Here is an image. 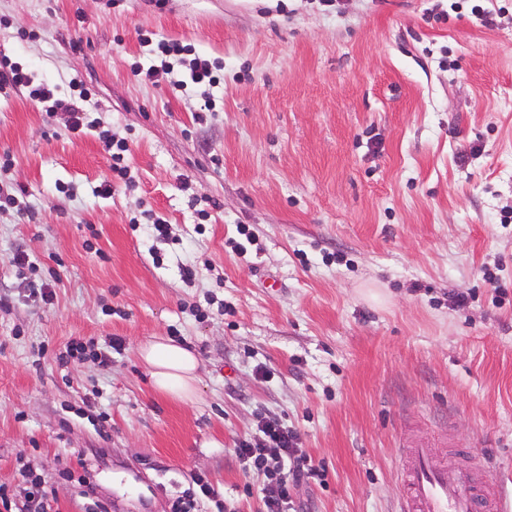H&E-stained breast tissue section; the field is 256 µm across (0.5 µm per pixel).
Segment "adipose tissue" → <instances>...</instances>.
<instances>
[{"instance_id": "adipose-tissue-1", "label": "adipose tissue", "mask_w": 512, "mask_h": 512, "mask_svg": "<svg viewBox=\"0 0 512 512\" xmlns=\"http://www.w3.org/2000/svg\"><path fill=\"white\" fill-rule=\"evenodd\" d=\"M139 356L160 393L184 402L193 401L199 360L191 348L157 337L140 346Z\"/></svg>"}]
</instances>
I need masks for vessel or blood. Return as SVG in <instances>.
I'll use <instances>...</instances> for the list:
<instances>
[{
  "instance_id": "b4317fda",
  "label": "vessel or blood",
  "mask_w": 512,
  "mask_h": 512,
  "mask_svg": "<svg viewBox=\"0 0 512 512\" xmlns=\"http://www.w3.org/2000/svg\"><path fill=\"white\" fill-rule=\"evenodd\" d=\"M404 512H504L501 489L480 482L474 468L448 469L433 463L429 449L406 451Z\"/></svg>"
}]
</instances>
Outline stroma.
I'll list each match as a JSON object with an SVG mask.
<instances>
[{
  "instance_id": "obj_1",
  "label": "stroma",
  "mask_w": 512,
  "mask_h": 512,
  "mask_svg": "<svg viewBox=\"0 0 512 512\" xmlns=\"http://www.w3.org/2000/svg\"><path fill=\"white\" fill-rule=\"evenodd\" d=\"M161 41L218 61L219 84L136 80ZM1 56L81 79L132 175L96 195L95 133L0 91V192L29 205L0 209L15 501L32 475L51 512H169L203 474L229 512H260L237 445L267 415L321 473L299 512H401L412 444L481 457L512 498V0H0ZM157 336L196 352L193 402L152 388L137 349ZM74 339L91 355L60 363Z\"/></svg>"
}]
</instances>
